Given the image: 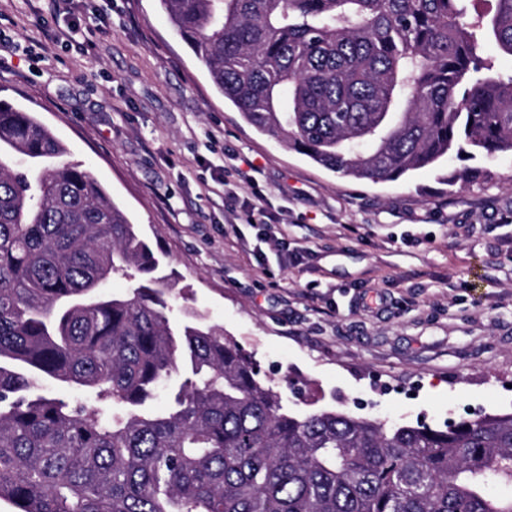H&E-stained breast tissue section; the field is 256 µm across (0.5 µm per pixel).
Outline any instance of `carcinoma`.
<instances>
[{
  "label": "carcinoma",
  "instance_id": "cac0c4a2",
  "mask_svg": "<svg viewBox=\"0 0 512 512\" xmlns=\"http://www.w3.org/2000/svg\"><path fill=\"white\" fill-rule=\"evenodd\" d=\"M160 0L257 131L396 181L512 153V0ZM33 112L0 103V501L15 512H512V414L288 410ZM135 281L106 292L112 277ZM95 394L96 405L45 392ZM167 388L169 410L147 411Z\"/></svg>",
  "mask_w": 512,
  "mask_h": 512
}]
</instances>
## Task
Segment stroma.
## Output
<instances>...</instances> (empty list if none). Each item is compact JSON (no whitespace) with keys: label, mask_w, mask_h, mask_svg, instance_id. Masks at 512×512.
Here are the masks:
<instances>
[{"label":"stroma","mask_w":512,"mask_h":512,"mask_svg":"<svg viewBox=\"0 0 512 512\" xmlns=\"http://www.w3.org/2000/svg\"><path fill=\"white\" fill-rule=\"evenodd\" d=\"M0 101L54 132L141 226L177 306L234 336L294 414L512 412L511 154L384 183L325 170L243 122L159 0H70L57 18L0 0ZM252 204L269 223H247Z\"/></svg>","instance_id":"obj_1"}]
</instances>
